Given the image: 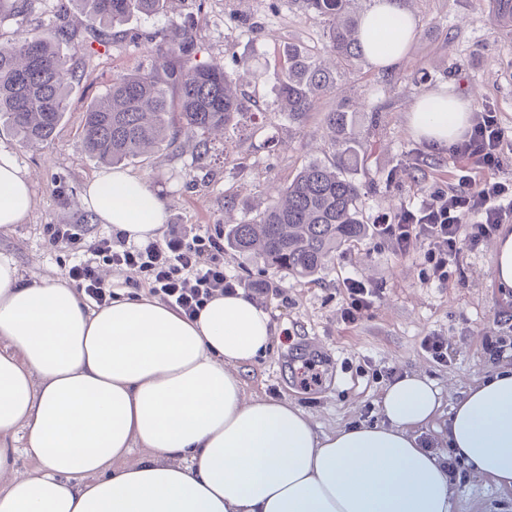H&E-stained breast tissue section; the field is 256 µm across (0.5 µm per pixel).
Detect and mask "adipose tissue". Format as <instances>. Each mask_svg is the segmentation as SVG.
I'll return each mask as SVG.
<instances>
[{
  "label": "adipose tissue",
  "instance_id": "obj_1",
  "mask_svg": "<svg viewBox=\"0 0 512 512\" xmlns=\"http://www.w3.org/2000/svg\"><path fill=\"white\" fill-rule=\"evenodd\" d=\"M361 32L365 56L395 69L416 20L374 0ZM470 120V101L442 87L407 127L446 146ZM30 183L0 153V232L28 218ZM84 201L134 242L166 224L163 199L120 169L99 173ZM19 279L0 255V512H453L448 463L419 442L441 407L428 377L390 383L381 421L326 433L287 399L248 393L243 373L274 329L244 291L189 320L142 293L98 308L61 277ZM446 440L469 471L512 489V367L462 392ZM21 451L35 462L26 473Z\"/></svg>",
  "mask_w": 512,
  "mask_h": 512
}]
</instances>
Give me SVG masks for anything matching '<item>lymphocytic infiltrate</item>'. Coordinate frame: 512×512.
Wrapping results in <instances>:
<instances>
[{
	"label": "lymphocytic infiltrate",
	"mask_w": 512,
	"mask_h": 512,
	"mask_svg": "<svg viewBox=\"0 0 512 512\" xmlns=\"http://www.w3.org/2000/svg\"><path fill=\"white\" fill-rule=\"evenodd\" d=\"M505 131L494 107L480 110L463 140L454 144V157L473 161L479 177L471 188L437 190L416 207L378 215L373 236L392 242L403 254L418 241L429 248L425 259L432 279L448 282L449 267L467 251L478 248L498 227L512 222V183L500 175ZM50 246L77 248L81 258L65 277L89 302L109 304L113 290L102 267L136 271L151 293L186 317H193L215 293L232 292L241 282L224 268L223 231L171 227L163 240L134 243L118 235L87 236L80 224H48L43 228Z\"/></svg>",
	"instance_id": "f902f5d3"
}]
</instances>
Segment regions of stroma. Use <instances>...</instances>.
<instances>
[{"instance_id":"stroma-1","label":"stroma","mask_w":512,"mask_h":512,"mask_svg":"<svg viewBox=\"0 0 512 512\" xmlns=\"http://www.w3.org/2000/svg\"><path fill=\"white\" fill-rule=\"evenodd\" d=\"M418 34L406 62L387 71L366 62L321 97L302 123L288 120L278 102L283 54L295 45L322 51L326 23L296 0H171L167 11L135 14L123 37L92 44L75 58L64 120L51 142L24 146L0 125V152L32 177L33 210L26 223L0 233V254L13 259L22 282L63 275L75 254L51 247L47 224L86 223L89 235L111 233L83 202L87 184L103 164L81 143L84 113L103 96L112 77L149 71L158 63L155 33L192 29L196 58L235 72L248 110L227 140H214L210 157L197 163L201 136L181 131L174 147L125 163L164 200L167 221L213 227L253 219L278 189L313 158L331 153L326 113L345 107L362 142L364 161L354 173L363 185L359 206L365 223L383 212L417 203L437 187L458 185L469 172L448 148L412 138L407 117L422 95L448 86L471 98L473 111L491 105L509 135L503 145L502 178L512 180V9L505 0H412ZM64 26L89 38L93 22L73 0H33L29 11L0 19V41L20 32ZM495 238L463 253L445 284L428 280L423 250L407 255L373 237L340 253L313 281L267 268L259 253L224 252L226 271L245 285L264 281L278 288L267 311L278 338L247 377L248 391L288 398L323 431L378 419V400L389 378L415 373L433 380L450 408L468 384L512 366V291L492 279ZM377 289L368 313L345 323L346 279ZM436 334L448 344L449 362L421 347ZM503 342L489 355L485 339ZM322 362L320 386L305 389L288 368L292 353ZM454 512H512V490L457 467Z\"/></svg>"}]
</instances>
